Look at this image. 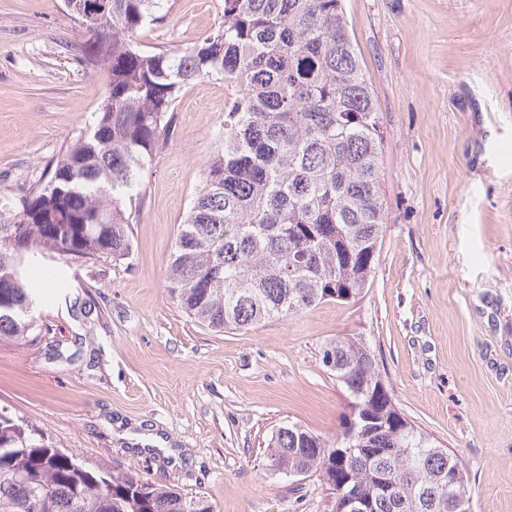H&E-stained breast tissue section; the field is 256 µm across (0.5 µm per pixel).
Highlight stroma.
<instances>
[{
    "mask_svg": "<svg viewBox=\"0 0 512 512\" xmlns=\"http://www.w3.org/2000/svg\"><path fill=\"white\" fill-rule=\"evenodd\" d=\"M223 0H170L141 42L178 50ZM386 132L387 224L369 288L288 319L214 332L166 292L171 255L224 122L220 80L185 89L168 145L128 204L132 253L73 265L87 312L43 295L0 345V409L47 442L214 512H331L318 475L269 470L272 434L339 433L348 393L322 363L358 336L396 406L465 465L473 512H512V0H343ZM65 0H0V196L41 177L106 93L77 59ZM154 431L174 455L142 452Z\"/></svg>",
    "mask_w": 512,
    "mask_h": 512,
    "instance_id": "35a3bbf8",
    "label": "stroma"
}]
</instances>
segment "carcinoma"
Here are the masks:
<instances>
[{
	"label": "carcinoma",
	"mask_w": 512,
	"mask_h": 512,
	"mask_svg": "<svg viewBox=\"0 0 512 512\" xmlns=\"http://www.w3.org/2000/svg\"><path fill=\"white\" fill-rule=\"evenodd\" d=\"M169 0H112L105 19H81L79 61L102 65L107 91L85 130L17 199L0 198V343L24 340L40 301L24 267L57 258L52 278L76 260L129 255L125 201L172 135L187 87L224 81L230 105L216 149L177 238L167 293L217 331L287 318L368 287L386 224L380 163L384 132L342 0H223L224 23L184 49L150 50L147 26ZM351 398L333 438L292 424L268 456L322 477L333 512L350 498L368 512H471L462 461L396 408L374 354L358 338L321 349ZM367 419L346 442L349 424ZM384 475L385 489L377 481ZM0 512H213L188 497L44 442L0 410Z\"/></svg>",
	"instance_id": "cac0c4a2"
}]
</instances>
